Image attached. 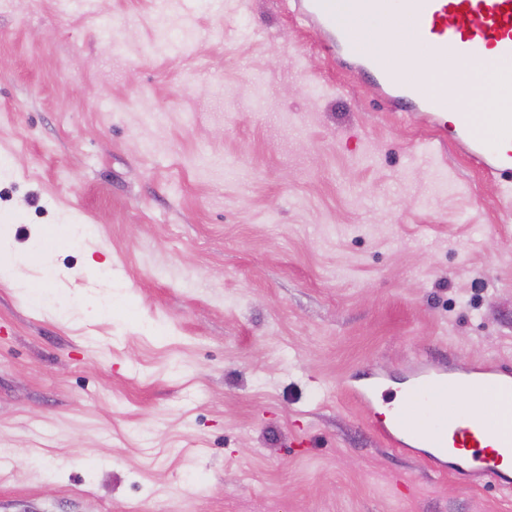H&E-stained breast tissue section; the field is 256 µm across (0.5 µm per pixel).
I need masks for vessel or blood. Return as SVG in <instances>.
Instances as JSON below:
<instances>
[{"instance_id": "b4317fda", "label": "vessel or blood", "mask_w": 512, "mask_h": 512, "mask_svg": "<svg viewBox=\"0 0 512 512\" xmlns=\"http://www.w3.org/2000/svg\"><path fill=\"white\" fill-rule=\"evenodd\" d=\"M309 27L327 32L328 45L349 68L370 79L376 96L398 111L418 112L435 141L454 136L460 154L475 169L512 185V104L494 112L458 111L449 116L448 103L469 86L473 65L490 62L487 80L496 90L512 89V0H295ZM379 18L401 43L429 46L442 92L427 91L421 80L403 72L397 61L361 53L350 41L344 16L349 9ZM471 391L495 407V418L482 412L460 413L448 403L449 392ZM392 445L424 449L427 463L445 470V456L467 453L468 474L512 487V475L472 454L488 441L501 455H512V369L477 365L458 370L431 361L418 362L411 372L408 399L392 417L377 425Z\"/></svg>"}]
</instances>
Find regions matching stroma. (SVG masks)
I'll return each instance as SVG.
<instances>
[{
    "label": "stroma",
    "mask_w": 512,
    "mask_h": 512,
    "mask_svg": "<svg viewBox=\"0 0 512 512\" xmlns=\"http://www.w3.org/2000/svg\"><path fill=\"white\" fill-rule=\"evenodd\" d=\"M95 7L0 0V512H512L374 426L512 365V190L292 0ZM50 262V257L47 254L37 257L31 256L28 253L19 254L18 259L16 261L15 271L17 272L18 275H22L21 269L23 267L35 263L41 267L47 278H51L53 277L54 272L49 265ZM47 278L42 277L41 285L37 286L36 288L30 289L32 300L34 299L36 302L42 301L43 294H45L46 291L43 288H47L46 285L49 283V280Z\"/></svg>",
    "instance_id": "1"
}]
</instances>
